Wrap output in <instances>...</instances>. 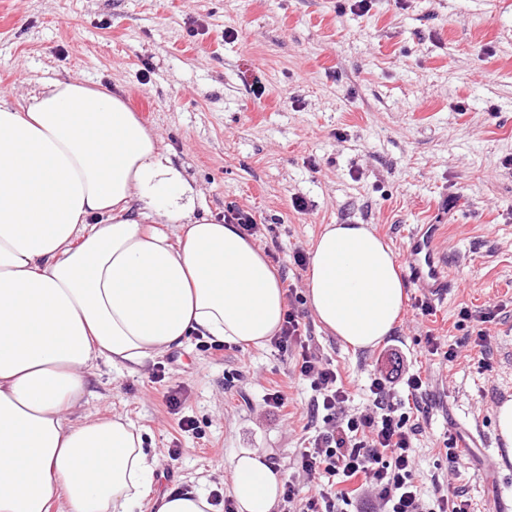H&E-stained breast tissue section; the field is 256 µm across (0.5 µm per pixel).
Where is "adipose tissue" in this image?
<instances>
[{
  "instance_id": "1",
  "label": "adipose tissue",
  "mask_w": 512,
  "mask_h": 512,
  "mask_svg": "<svg viewBox=\"0 0 512 512\" xmlns=\"http://www.w3.org/2000/svg\"><path fill=\"white\" fill-rule=\"evenodd\" d=\"M200 191L117 92L75 78L0 96V512H215L198 488L159 489L143 430L78 412L88 372H130L188 337L260 346L286 311L276 270ZM309 305L355 349L392 334L406 282L364 224L313 247ZM282 479L235 459L238 512H272Z\"/></svg>"
}]
</instances>
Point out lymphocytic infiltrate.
<instances>
[{"label": "lymphocytic infiltrate", "instance_id": "f902f5d3", "mask_svg": "<svg viewBox=\"0 0 512 512\" xmlns=\"http://www.w3.org/2000/svg\"><path fill=\"white\" fill-rule=\"evenodd\" d=\"M271 343L293 353L298 378L312 392L310 414L322 421L298 456L299 471L315 484L305 512H348L365 494L372 497L365 512H472L469 500L439 490L429 498L420 493L412 442L419 418L397 398L393 376L375 370L364 404L352 407L338 369L317 354L293 306Z\"/></svg>", "mask_w": 512, "mask_h": 512}]
</instances>
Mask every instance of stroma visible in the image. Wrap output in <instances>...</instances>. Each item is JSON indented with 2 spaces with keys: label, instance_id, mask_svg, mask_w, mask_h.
Segmentation results:
<instances>
[{
  "label": "stroma",
  "instance_id": "35a3bbf8",
  "mask_svg": "<svg viewBox=\"0 0 512 512\" xmlns=\"http://www.w3.org/2000/svg\"><path fill=\"white\" fill-rule=\"evenodd\" d=\"M74 76L113 87L171 148L198 212L220 219L233 203L269 225L256 243L283 284H304L292 255L325 225H367L398 260L414 225H447L453 288L431 315L405 307L375 347L353 350L299 309L351 393L378 368L427 378L416 481L488 512L512 486L492 412L512 397V0H372L365 14L353 0H0V91ZM464 306L497 309L488 355L463 342L480 327L459 323ZM430 335L459 344L457 360L428 355ZM90 381L82 413L143 428L160 487H200L223 506L235 456L255 449L299 489L275 512H302L311 392L272 344L215 351L193 336L136 373L97 362ZM274 391L291 418L265 407ZM452 419L485 439L454 480L440 453Z\"/></svg>",
  "mask_w": 512,
  "mask_h": 512
}]
</instances>
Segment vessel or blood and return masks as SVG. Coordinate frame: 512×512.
Returning <instances> with one entry per match:
<instances>
[{"label":"vessel or blood","mask_w":512,"mask_h":512,"mask_svg":"<svg viewBox=\"0 0 512 512\" xmlns=\"http://www.w3.org/2000/svg\"><path fill=\"white\" fill-rule=\"evenodd\" d=\"M439 225H415L407 236L405 260L414 288L433 300H443L452 285V274L440 254Z\"/></svg>","instance_id":"vessel-or-blood-1"}]
</instances>
